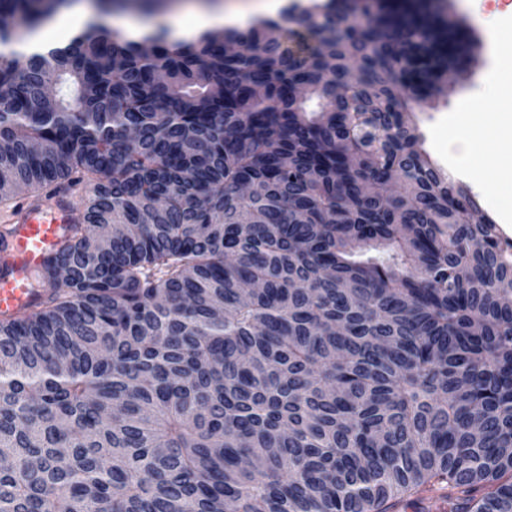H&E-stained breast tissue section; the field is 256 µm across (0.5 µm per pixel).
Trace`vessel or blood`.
<instances>
[{
    "mask_svg": "<svg viewBox=\"0 0 512 512\" xmlns=\"http://www.w3.org/2000/svg\"><path fill=\"white\" fill-rule=\"evenodd\" d=\"M82 220V210L72 198L56 194L43 201L19 206L9 216L15 231L0 258L11 267L0 271V314L26 313L33 301L25 273L40 266L56 247L63 228Z\"/></svg>",
    "mask_w": 512,
    "mask_h": 512,
    "instance_id": "b4317fda",
    "label": "vessel or blood"
}]
</instances>
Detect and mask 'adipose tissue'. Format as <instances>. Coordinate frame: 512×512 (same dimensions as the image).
<instances>
[{
    "instance_id": "1",
    "label": "adipose tissue",
    "mask_w": 512,
    "mask_h": 512,
    "mask_svg": "<svg viewBox=\"0 0 512 512\" xmlns=\"http://www.w3.org/2000/svg\"><path fill=\"white\" fill-rule=\"evenodd\" d=\"M251 16L244 11L228 14L191 11L185 15L174 30L177 39L191 40L215 25L242 27ZM499 134L498 118L490 112L474 109L461 110L457 119L448 128V158L455 171L465 174L474 184H482L486 178V154L475 151L476 141L491 142Z\"/></svg>"
}]
</instances>
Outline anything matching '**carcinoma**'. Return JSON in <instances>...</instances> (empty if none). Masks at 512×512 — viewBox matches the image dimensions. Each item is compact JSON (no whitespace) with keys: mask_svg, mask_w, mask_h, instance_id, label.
<instances>
[{"mask_svg":"<svg viewBox=\"0 0 512 512\" xmlns=\"http://www.w3.org/2000/svg\"><path fill=\"white\" fill-rule=\"evenodd\" d=\"M72 0H0V46ZM0 50V204L89 189L0 318V512H512V241L409 123L438 7Z\"/></svg>","mask_w":512,"mask_h":512,"instance_id":"obj_1","label":"carcinoma"}]
</instances>
